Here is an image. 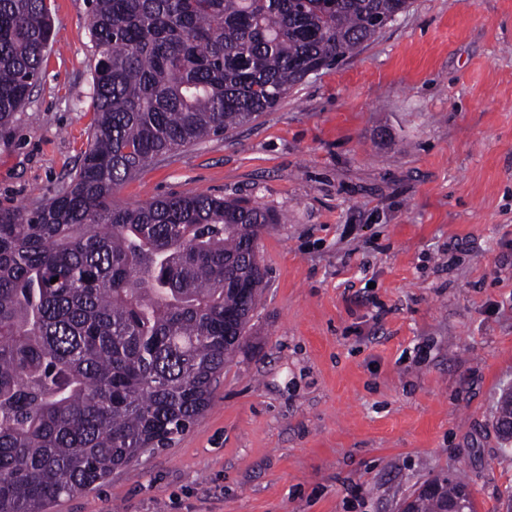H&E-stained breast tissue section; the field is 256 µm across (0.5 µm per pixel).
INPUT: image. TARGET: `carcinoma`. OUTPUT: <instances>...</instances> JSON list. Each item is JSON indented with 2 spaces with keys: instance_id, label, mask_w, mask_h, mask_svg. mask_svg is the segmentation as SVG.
I'll return each instance as SVG.
<instances>
[{
  "instance_id": "cac0c4a2",
  "label": "carcinoma",
  "mask_w": 512,
  "mask_h": 512,
  "mask_svg": "<svg viewBox=\"0 0 512 512\" xmlns=\"http://www.w3.org/2000/svg\"><path fill=\"white\" fill-rule=\"evenodd\" d=\"M409 0H88L94 121L70 182L0 207V512H46L153 449L211 403L280 214L182 194L126 205L151 162L273 110L306 71L362 46ZM47 0H0V140L41 78ZM58 281L51 282L52 278ZM442 512L469 491L441 475Z\"/></svg>"
}]
</instances>
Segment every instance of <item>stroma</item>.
Here are the masks:
<instances>
[{
  "mask_svg": "<svg viewBox=\"0 0 512 512\" xmlns=\"http://www.w3.org/2000/svg\"><path fill=\"white\" fill-rule=\"evenodd\" d=\"M53 46L0 143V205L46 202L94 119L86 0H47ZM246 198L265 286L207 411L51 512H398L464 469L506 512L512 446V0H411L257 120L122 184L120 202Z\"/></svg>",
  "mask_w": 512,
  "mask_h": 512,
  "instance_id": "stroma-1",
  "label": "stroma"
}]
</instances>
